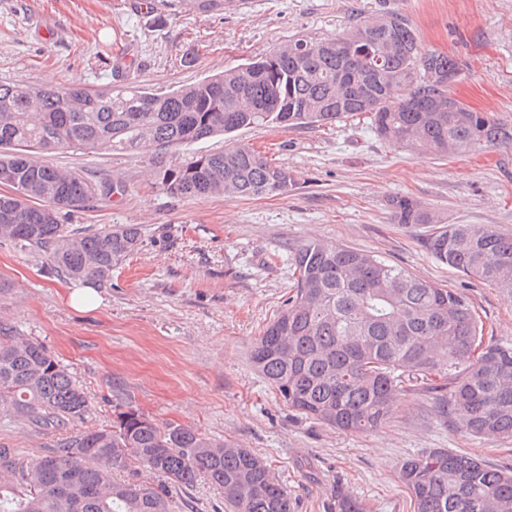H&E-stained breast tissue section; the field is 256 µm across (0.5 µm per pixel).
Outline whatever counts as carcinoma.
I'll return each instance as SVG.
<instances>
[{
	"label": "carcinoma",
	"mask_w": 512,
	"mask_h": 512,
	"mask_svg": "<svg viewBox=\"0 0 512 512\" xmlns=\"http://www.w3.org/2000/svg\"><path fill=\"white\" fill-rule=\"evenodd\" d=\"M236 0H154L150 9L208 13ZM460 70L425 49L410 20H356L330 39H292L265 55L158 92L137 85L89 90L0 84V244L45 257L69 280L104 281L136 252V224L70 230L62 212L103 194L102 185L42 156L169 152L156 181L185 198L276 196L295 183L287 168L236 141L182 155L200 140L244 127H315L369 114L393 148L436 158L512 144V128L471 107L428 72ZM456 111H448V100ZM394 220L428 229L422 246L439 263L512 295V234L487 225L442 224L417 201L387 200ZM294 288L255 338L251 362L296 412L340 432L387 424L406 396L433 395L441 416L477 437L512 440V346L457 289L420 279L376 256L309 240L294 254ZM91 400L41 342L0 323V417L70 430ZM163 479L135 480L140 470ZM128 480H118L117 473ZM206 479L233 512H293L288 492L247 448L181 424L159 425L125 407L110 428L62 438L34 459L0 446V512H174L170 491ZM414 512H512V469L433 449L404 461ZM334 512H366L348 493Z\"/></svg>",
	"instance_id": "1"
}]
</instances>
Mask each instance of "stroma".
<instances>
[{"mask_svg":"<svg viewBox=\"0 0 512 512\" xmlns=\"http://www.w3.org/2000/svg\"><path fill=\"white\" fill-rule=\"evenodd\" d=\"M391 12L408 17L425 49L459 60L460 100L512 126V0H238L176 17L144 0H0V83L168 90L283 41L333 38L352 19ZM235 138L288 168L295 183L287 193L183 198L150 179L143 154H50L49 163L109 190L68 210V228L142 229L140 250L96 284L95 310L70 306L75 282L52 273L43 256L0 245L8 287L0 321L44 343L83 385L92 401L86 428L111 424L124 403L250 449L294 512H331L340 490L367 512H413L399 469L434 448L512 468V440L459 431L431 395L405 398L380 428L342 433L288 408L249 360L293 286L297 248L310 240L463 291L496 340L511 344L512 297L436 262L421 245L423 228L396 223L387 198L411 196L448 224L512 233V145L447 159L410 155L379 140L364 115L320 128H243ZM61 437L0 417V445L26 457L48 454ZM173 501L174 512H230L203 480Z\"/></svg>","mask_w":512,"mask_h":512,"instance_id":"obj_1","label":"stroma"}]
</instances>
